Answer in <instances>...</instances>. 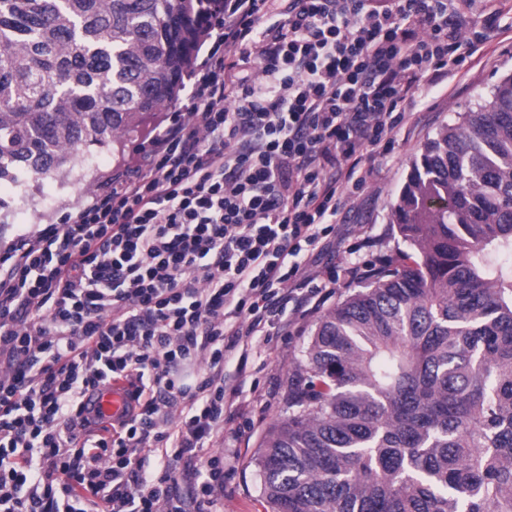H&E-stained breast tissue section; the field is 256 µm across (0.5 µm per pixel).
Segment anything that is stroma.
I'll list each match as a JSON object with an SVG mask.
<instances>
[{"label":"stroma","instance_id":"stroma-1","mask_svg":"<svg viewBox=\"0 0 512 512\" xmlns=\"http://www.w3.org/2000/svg\"><path fill=\"white\" fill-rule=\"evenodd\" d=\"M512 75V11H503L490 39L467 58L457 74L432 88L428 96L411 108L408 122L398 131L386 157L365 159L370 169L368 185L336 226V239L323 249L320 264L348 262L373 264L382 259L399 263L406 246L390 222V204L399 194L411 161L424 144L445 126L455 123L460 113L476 109L494 85ZM108 148L79 154L63 180L38 179L27 212H19L12 185H0V251L18 235L30 234L40 225L58 221L76 211L115 173ZM320 318L290 314L289 335L275 332L261 341L245 366L246 381L238 394L242 412L236 424L238 436L225 451L224 489L214 504L216 512H267L261 492L257 462L261 442L268 430L284 415L285 398L294 361L300 359Z\"/></svg>","mask_w":512,"mask_h":512}]
</instances>
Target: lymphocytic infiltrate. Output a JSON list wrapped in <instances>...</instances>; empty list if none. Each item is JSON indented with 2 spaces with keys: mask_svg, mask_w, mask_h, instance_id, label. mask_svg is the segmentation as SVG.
Masks as SVG:
<instances>
[{
  "mask_svg": "<svg viewBox=\"0 0 512 512\" xmlns=\"http://www.w3.org/2000/svg\"><path fill=\"white\" fill-rule=\"evenodd\" d=\"M477 0H212L183 110L76 212L0 254V512H211L226 372L336 282V234L406 101L484 35ZM129 381L104 432L82 404Z\"/></svg>",
  "mask_w": 512,
  "mask_h": 512,
  "instance_id": "lymphocytic-infiltrate-1",
  "label": "lymphocytic infiltrate"
}]
</instances>
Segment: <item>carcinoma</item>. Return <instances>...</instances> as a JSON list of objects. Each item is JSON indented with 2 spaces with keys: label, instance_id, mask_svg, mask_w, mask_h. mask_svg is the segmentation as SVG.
I'll list each match as a JSON object with an SVG mask.
<instances>
[{
  "label": "carcinoma",
  "instance_id": "carcinoma-1",
  "mask_svg": "<svg viewBox=\"0 0 512 512\" xmlns=\"http://www.w3.org/2000/svg\"><path fill=\"white\" fill-rule=\"evenodd\" d=\"M205 0H0V182L177 104ZM410 251L318 320L258 466L270 512H512V75L411 162Z\"/></svg>",
  "mask_w": 512,
  "mask_h": 512
}]
</instances>
